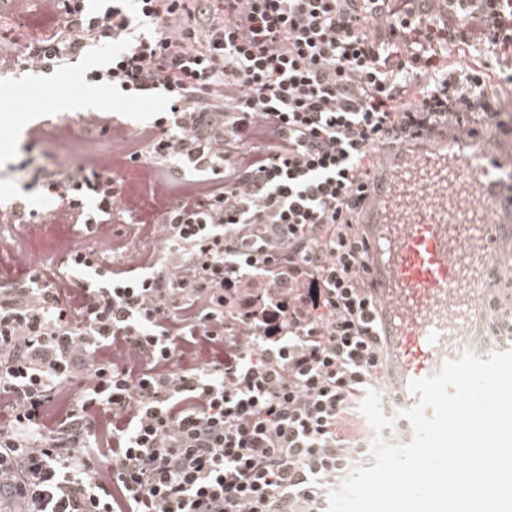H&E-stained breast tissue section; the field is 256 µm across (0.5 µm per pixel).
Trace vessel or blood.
<instances>
[{"mask_svg":"<svg viewBox=\"0 0 512 512\" xmlns=\"http://www.w3.org/2000/svg\"><path fill=\"white\" fill-rule=\"evenodd\" d=\"M493 164L487 135L451 139L424 133L380 147L379 171L362 222L382 329L395 359L389 384L404 408L418 395L412 380L474 352L497 353L474 334L487 306L492 275L512 271L497 247L512 236V203L496 180L478 175L474 158Z\"/></svg>","mask_w":512,"mask_h":512,"instance_id":"1","label":"vessel or blood"}]
</instances>
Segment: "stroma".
I'll return each instance as SVG.
<instances>
[{
	"label": "stroma",
	"instance_id": "stroma-1",
	"mask_svg": "<svg viewBox=\"0 0 512 512\" xmlns=\"http://www.w3.org/2000/svg\"><path fill=\"white\" fill-rule=\"evenodd\" d=\"M95 54L50 74H16L12 59L0 57V202L24 197L35 200V191L7 177L9 168L28 158L55 171L58 177H70L94 160L105 159L122 195L119 213L107 222L109 235L129 240L136 225L149 216L137 206L140 193L154 189L158 173L148 160L129 163L115 157L112 128L123 127L129 140H136L159 101L123 102L102 88L84 85L81 72L95 61ZM117 110L109 119V132L83 130L78 122L84 110ZM99 230L88 231L75 223L60 227L42 222L0 224V250L9 256V264L21 263L28 248L38 247L47 254V265L62 266L69 250L98 248Z\"/></svg>",
	"mask_w": 512,
	"mask_h": 512
}]
</instances>
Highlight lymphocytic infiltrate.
<instances>
[{
    "label": "lymphocytic infiltrate",
    "mask_w": 512,
    "mask_h": 512,
    "mask_svg": "<svg viewBox=\"0 0 512 512\" xmlns=\"http://www.w3.org/2000/svg\"><path fill=\"white\" fill-rule=\"evenodd\" d=\"M16 59L164 106L149 157L163 256L0 268V512H326L369 463L386 367L358 222L372 144L465 131L482 66L512 67V0H42ZM44 208L112 215L107 161L37 168ZM277 323L275 336L262 327Z\"/></svg>",
    "instance_id": "1"
}]
</instances>
